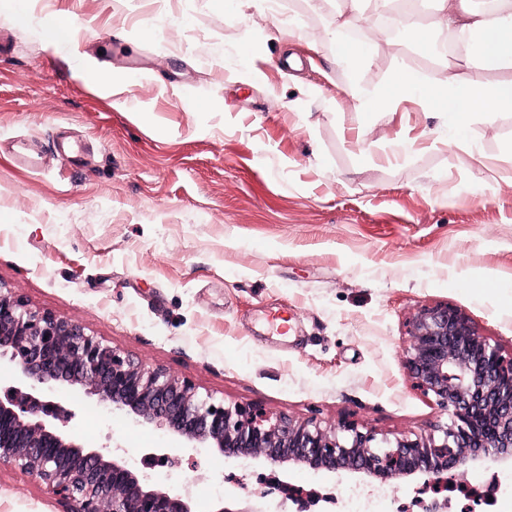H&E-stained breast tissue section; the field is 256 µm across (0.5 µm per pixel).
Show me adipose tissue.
Returning <instances> with one entry per match:
<instances>
[{"label": "adipose tissue", "instance_id": "1", "mask_svg": "<svg viewBox=\"0 0 512 512\" xmlns=\"http://www.w3.org/2000/svg\"><path fill=\"white\" fill-rule=\"evenodd\" d=\"M436 27L467 40L464 51L456 53L455 62L443 71L437 89L416 88L406 76H398L394 94H365L359 84L346 88L350 99L364 112H388L396 104L395 94L417 93L421 100L440 94L441 111L457 121L473 112H512V79L491 85L467 79L461 68L473 56L488 62L512 63V0H493L490 8L477 9L472 0H438Z\"/></svg>", "mask_w": 512, "mask_h": 512}]
</instances>
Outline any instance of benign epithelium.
<instances>
[{
  "label": "benign epithelium",
  "instance_id": "benign-epithelium-1",
  "mask_svg": "<svg viewBox=\"0 0 512 512\" xmlns=\"http://www.w3.org/2000/svg\"><path fill=\"white\" fill-rule=\"evenodd\" d=\"M404 364L418 389L449 416L434 432L394 441L353 424L333 430L256 406L226 405L162 369H151L66 317L28 308L0 285V360L18 376L0 385V465L30 473L73 503V512H195L188 488L148 482L118 450L88 448L63 427L75 416L60 386L86 393L142 422H159L181 446L152 448L153 466L201 448L226 456L260 452L266 464L295 463L363 474L386 484L440 477L480 455L512 462V356L480 336L471 318L448 304L422 308L410 323Z\"/></svg>",
  "mask_w": 512,
  "mask_h": 512
}]
</instances>
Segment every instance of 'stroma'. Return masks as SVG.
Listing matches in <instances>:
<instances>
[{
	"label": "stroma",
	"mask_w": 512,
	"mask_h": 512,
	"mask_svg": "<svg viewBox=\"0 0 512 512\" xmlns=\"http://www.w3.org/2000/svg\"><path fill=\"white\" fill-rule=\"evenodd\" d=\"M340 12L378 36L356 67L336 63ZM448 63L365 0H0V286L200 395L380 441L432 433L448 417L404 367L419 309L457 307L512 354V112L460 129L408 99L358 111L344 89L432 84ZM64 395L70 434L125 448L155 484L192 483L196 512H296L257 497L262 459L203 448L150 467L146 449L177 444L166 426ZM450 476L495 478L512 512V464ZM0 512L69 506L0 465Z\"/></svg>",
	"instance_id": "1"
}]
</instances>
